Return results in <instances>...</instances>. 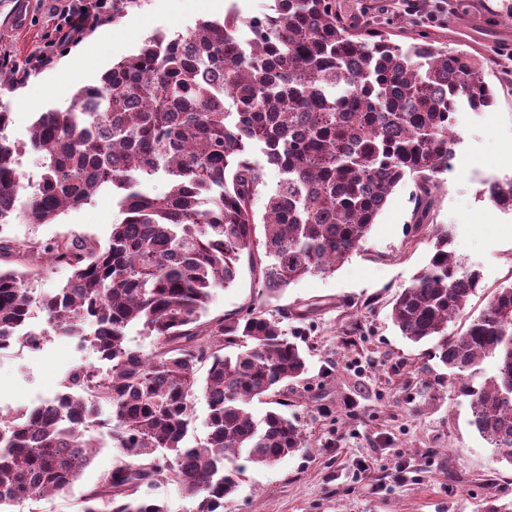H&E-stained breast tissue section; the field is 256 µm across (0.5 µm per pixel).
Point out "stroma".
<instances>
[{
  "label": "stroma",
  "instance_id": "stroma-1",
  "mask_svg": "<svg viewBox=\"0 0 512 512\" xmlns=\"http://www.w3.org/2000/svg\"><path fill=\"white\" fill-rule=\"evenodd\" d=\"M16 2L0 0V58L26 76L14 79L13 90L0 91V101L10 106L7 134L21 147L19 170L30 191L42 160L24 145L39 113L65 108L78 87L98 84L152 34L173 37L224 17L204 10L200 0H139L117 21L63 38L55 18L68 0H28L20 26L12 23ZM340 2L352 17L362 4L373 5L389 33L405 34L415 18L447 39L449 49L489 56L495 101L480 112L460 107L456 162L443 174L422 229L413 227L416 187L408 178L390 195L363 248L333 273L269 294L245 268L234 285L216 290L211 321L251 303L273 316L316 307L306 321L281 322L304 351L308 371L280 395L278 409L310 445L269 467L243 463L224 512H483L488 501H512V465L471 426L469 399L435 358L433 342L404 338L390 311L396 292L428 263L432 237L442 229L452 236L454 254L482 273L465 311L449 322V335L463 333L497 289L512 284V213L484 194L486 181L512 177V19L502 12L503 0H416L405 11L396 0ZM46 45L52 64L30 68L32 55ZM122 219L111 193L103 192L56 223L17 220L4 234L35 246L70 235L103 245ZM100 364L91 343L54 334L41 349L2 354L0 414L54 396L73 367ZM120 457L110 435L100 433L91 466L68 494L22 500L9 512H79L83 493Z\"/></svg>",
  "mask_w": 512,
  "mask_h": 512
}]
</instances>
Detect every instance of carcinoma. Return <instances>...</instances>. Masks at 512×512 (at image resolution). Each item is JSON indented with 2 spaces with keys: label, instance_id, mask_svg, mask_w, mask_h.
Masks as SVG:
<instances>
[{
  "label": "carcinoma",
  "instance_id": "obj_1",
  "mask_svg": "<svg viewBox=\"0 0 512 512\" xmlns=\"http://www.w3.org/2000/svg\"><path fill=\"white\" fill-rule=\"evenodd\" d=\"M487 67L430 32L396 42L385 28L348 18L339 0H273L248 17L234 5L221 21L153 35L99 84L78 88L65 109L40 113L29 146L44 172L24 202L1 103L0 230L21 215L53 224L104 190L124 219L104 246L75 237L41 247V259L71 271L51 294L34 296L26 271L0 270V351L39 349L21 328L37 307L59 336L83 338L91 323V343L110 363L105 373L74 367L55 402L0 417V508L69 492L94 457L98 439L87 427L103 410L123 458L82 495L80 512H171L139 493L161 482L179 488L189 512H224L239 459L270 466L309 447L279 412L257 419L249 411L308 370L278 319L254 304L214 322L201 317L245 261L265 291L335 271L408 177L421 229L455 154L459 107L493 104ZM267 164L281 174L272 189ZM160 174L168 190L155 195L147 184ZM485 194L512 206V178L487 183ZM259 224L264 264L255 256ZM450 245L448 232L435 236L391 318L410 341H435L451 376L494 360L480 385L462 391L472 424L512 464V284L462 335H448L482 280ZM5 254L26 262L34 250L0 236ZM133 326L153 338L152 355L128 347ZM198 391L207 433L190 446Z\"/></svg>",
  "mask_w": 512,
  "mask_h": 512
}]
</instances>
